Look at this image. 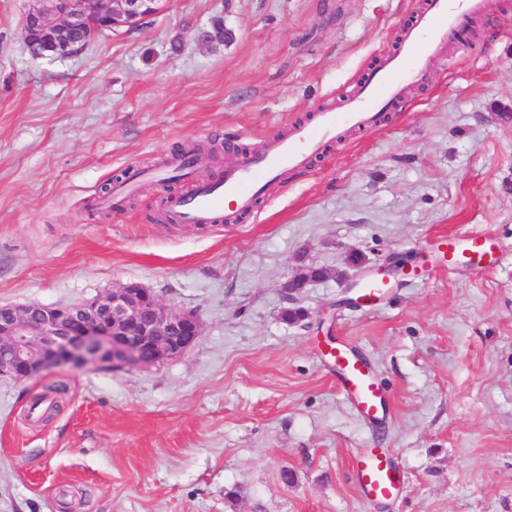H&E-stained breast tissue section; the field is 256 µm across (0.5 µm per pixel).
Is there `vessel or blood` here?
I'll list each match as a JSON object with an SVG mask.
<instances>
[{
	"mask_svg": "<svg viewBox=\"0 0 512 512\" xmlns=\"http://www.w3.org/2000/svg\"><path fill=\"white\" fill-rule=\"evenodd\" d=\"M489 0H426L403 29L398 46L382 56L363 78L313 121L293 124L257 155L242 156L224 171L223 179L194 184L184 195L166 198L171 221L183 225L220 222L224 215L253 213L264 185L284 173L305 167L326 144L344 142L350 130L377 127L387 112L399 111L411 88L424 83L434 63L449 62L469 19L484 13ZM499 244L489 234L448 236L437 241V264L448 270L491 268ZM336 378L351 405L363 416L387 419L384 393L368 368L352 358L344 341L331 351ZM356 483L370 500L395 498L402 477L393 456L374 448L354 460Z\"/></svg>",
	"mask_w": 512,
	"mask_h": 512,
	"instance_id": "1",
	"label": "vessel or blood"
}]
</instances>
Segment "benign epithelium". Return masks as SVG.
I'll return each mask as SVG.
<instances>
[{"label": "benign epithelium", "mask_w": 512, "mask_h": 512, "mask_svg": "<svg viewBox=\"0 0 512 512\" xmlns=\"http://www.w3.org/2000/svg\"><path fill=\"white\" fill-rule=\"evenodd\" d=\"M163 0H33L25 40L42 56L65 55L72 30L132 29L159 13ZM198 313L171 309L137 283L72 305L0 306V376L33 378L61 363L74 368H139L167 362L201 336Z\"/></svg>", "instance_id": "7a95c632"}]
</instances>
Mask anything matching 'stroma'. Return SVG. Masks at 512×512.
I'll return each instance as SVG.
<instances>
[{
  "label": "stroma",
  "mask_w": 512,
  "mask_h": 512,
  "mask_svg": "<svg viewBox=\"0 0 512 512\" xmlns=\"http://www.w3.org/2000/svg\"><path fill=\"white\" fill-rule=\"evenodd\" d=\"M489 2L403 111L269 181L253 215L186 226L161 200L200 171L153 169L198 144L217 179L262 152L395 49L424 0H166L61 59L26 46L32 0H0V305L135 282L202 322L162 364L0 378V512H512V0ZM218 18L224 42H196ZM132 166L138 190L110 207ZM486 232L493 269H433L429 239ZM393 255L424 278L338 306ZM311 267L328 278L288 300ZM329 336L376 373L384 428L338 388ZM58 384V408L32 411ZM377 441L404 475L395 501L355 482Z\"/></svg>",
  "instance_id": "1"
}]
</instances>
